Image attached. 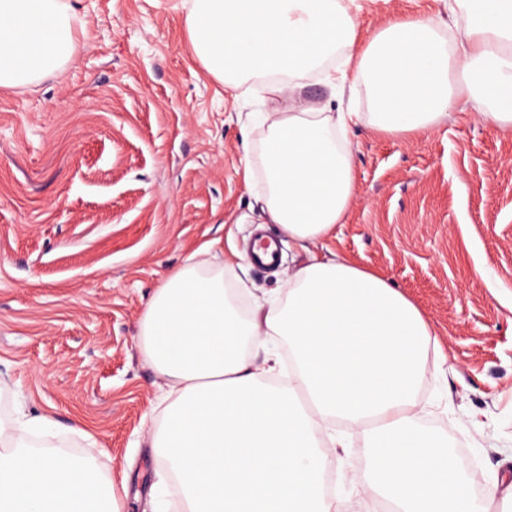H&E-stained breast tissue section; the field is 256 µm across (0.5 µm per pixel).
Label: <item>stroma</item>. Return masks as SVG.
<instances>
[{
    "mask_svg": "<svg viewBox=\"0 0 512 512\" xmlns=\"http://www.w3.org/2000/svg\"><path fill=\"white\" fill-rule=\"evenodd\" d=\"M368 36L396 17L447 20L444 0H362ZM74 54L0 88V381L45 442L92 455L125 512H173L179 488L149 444L161 380L139 338L165 278L209 246L206 269L245 313L285 295L306 255L254 266L264 181L245 182L241 127L267 109L208 75L185 28L190 0H70ZM342 224L316 244L375 272L423 313L448 361L427 366L423 424L446 434L476 493L512 473V133L459 106L419 134L360 124ZM239 254V267L224 259ZM332 491L356 501L362 430L336 424Z\"/></svg>",
    "mask_w": 512,
    "mask_h": 512,
    "instance_id": "stroma-1",
    "label": "stroma"
}]
</instances>
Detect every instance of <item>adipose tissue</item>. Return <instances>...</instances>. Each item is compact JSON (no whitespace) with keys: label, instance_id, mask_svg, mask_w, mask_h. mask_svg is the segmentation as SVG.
<instances>
[{"label":"adipose tissue","instance_id":"adipose-tissue-1","mask_svg":"<svg viewBox=\"0 0 512 512\" xmlns=\"http://www.w3.org/2000/svg\"><path fill=\"white\" fill-rule=\"evenodd\" d=\"M448 26L397 19L359 41V0H192L186 29L207 72L242 91L268 77L287 109L258 113L264 212L307 254L285 300L242 317L224 275L188 263L151 299L141 344L164 381L151 446L181 488L180 512H349L329 496L342 421L367 436L359 512H493L512 478L484 496L447 438L414 408L428 361L443 363L419 309L383 277L313 251L354 197L348 134L362 115L304 96L319 75L333 97L364 89L382 133H419L460 103L512 130V0H448ZM74 50L67 0H0V88L61 68ZM287 341L294 368L274 385L249 348ZM47 418H0V512H120L88 458L33 451Z\"/></svg>","mask_w":512,"mask_h":512}]
</instances>
